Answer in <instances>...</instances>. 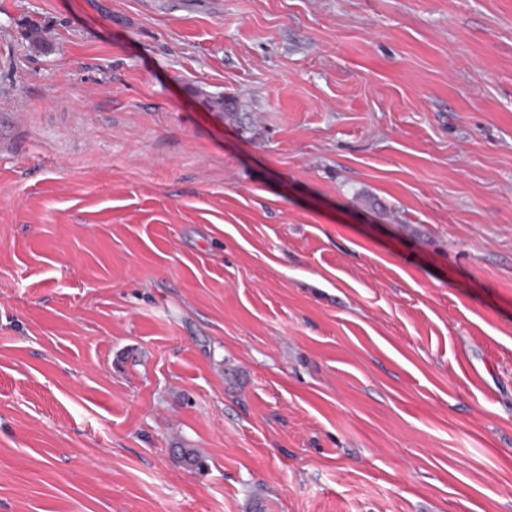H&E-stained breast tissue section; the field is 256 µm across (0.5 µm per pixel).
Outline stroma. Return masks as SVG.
<instances>
[{"mask_svg": "<svg viewBox=\"0 0 512 512\" xmlns=\"http://www.w3.org/2000/svg\"><path fill=\"white\" fill-rule=\"evenodd\" d=\"M0 512H512V0H0Z\"/></svg>", "mask_w": 512, "mask_h": 512, "instance_id": "1", "label": "stroma"}]
</instances>
